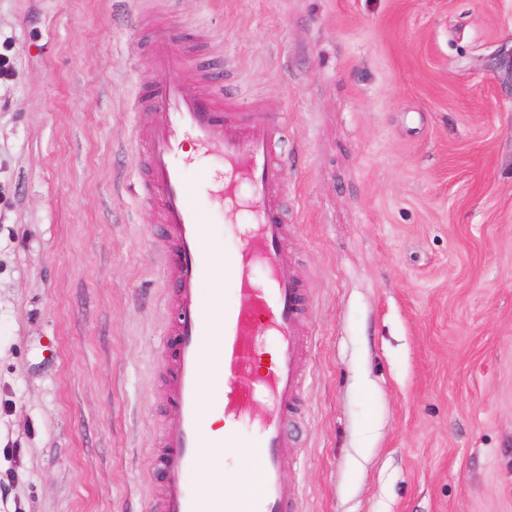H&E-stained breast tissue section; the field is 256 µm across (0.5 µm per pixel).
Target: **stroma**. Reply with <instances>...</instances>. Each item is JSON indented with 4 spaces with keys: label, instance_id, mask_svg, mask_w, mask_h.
Masks as SVG:
<instances>
[{
    "label": "stroma",
    "instance_id": "stroma-1",
    "mask_svg": "<svg viewBox=\"0 0 512 512\" xmlns=\"http://www.w3.org/2000/svg\"><path fill=\"white\" fill-rule=\"evenodd\" d=\"M160 23L286 118L297 512H512V0H0V512H152ZM214 219L221 259L248 214Z\"/></svg>",
    "mask_w": 512,
    "mask_h": 512
}]
</instances>
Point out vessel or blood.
Segmentation results:
<instances>
[{"mask_svg":"<svg viewBox=\"0 0 512 512\" xmlns=\"http://www.w3.org/2000/svg\"><path fill=\"white\" fill-rule=\"evenodd\" d=\"M154 67L139 87L137 105L149 112L152 132L145 149L144 196L160 203V222L173 240L169 260L177 269L171 288L177 304L168 344L169 403L175 417L166 428L155 478L160 495L153 512H295L296 491L282 479L288 466L281 450L306 378L300 365V328L306 297L288 269V226L278 189L284 164L273 133L278 112H239L224 94L221 60L202 52L175 54L165 26L148 41ZM201 76L195 90L174 79L176 70ZM239 129L227 136L226 126ZM223 159L228 172L248 186L251 226L238 252L224 259L236 295L224 306V290L212 277L210 221L188 173L186 143ZM262 266L265 285L251 278ZM217 315L215 328L207 319ZM275 340L276 360L263 376L255 361L264 337ZM224 416L223 447H237L242 426L254 429L253 454L259 490L247 496L231 489L203 496L193 477L212 441L203 401Z\"/></svg>","mask_w":512,"mask_h":512,"instance_id":"vessel-or-blood-1","label":"vessel or blood"}]
</instances>
